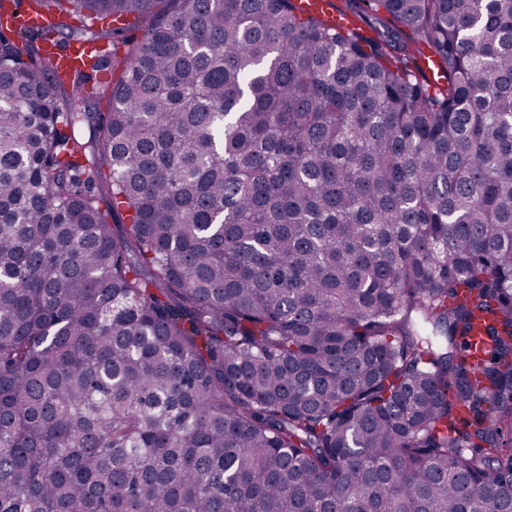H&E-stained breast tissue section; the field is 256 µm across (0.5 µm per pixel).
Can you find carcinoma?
<instances>
[{
	"label": "carcinoma",
	"instance_id": "obj_1",
	"mask_svg": "<svg viewBox=\"0 0 512 512\" xmlns=\"http://www.w3.org/2000/svg\"><path fill=\"white\" fill-rule=\"evenodd\" d=\"M366 2L0 34V512H512V0ZM297 6L306 14H314L339 27L348 28L351 19L347 15H336L327 0H298ZM38 27L44 33L48 35L44 43V49L51 52L57 57V62L62 73H73L75 70H79L81 66V59L84 58V52L86 53L90 45L76 44L74 46H68L72 40L67 38L66 33H62L60 29L56 28L54 37L61 46H67L65 49H61L58 42L50 35V33L56 27V19L48 14H44L37 18Z\"/></svg>",
	"mask_w": 512,
	"mask_h": 512
}]
</instances>
